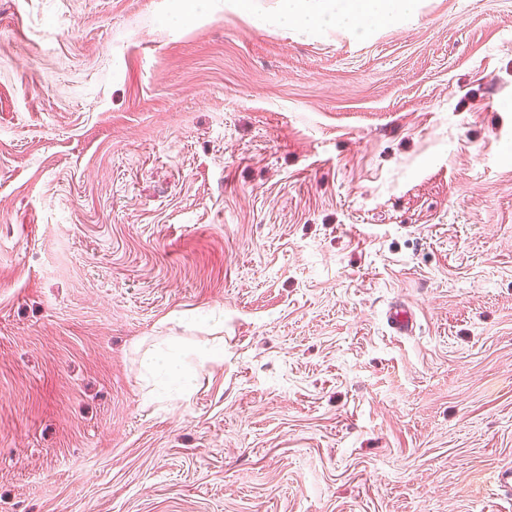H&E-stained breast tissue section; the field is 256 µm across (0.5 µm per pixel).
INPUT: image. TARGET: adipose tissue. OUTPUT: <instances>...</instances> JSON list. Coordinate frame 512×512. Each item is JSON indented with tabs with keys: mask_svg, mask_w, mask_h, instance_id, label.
I'll use <instances>...</instances> for the list:
<instances>
[{
	"mask_svg": "<svg viewBox=\"0 0 512 512\" xmlns=\"http://www.w3.org/2000/svg\"><path fill=\"white\" fill-rule=\"evenodd\" d=\"M283 26L308 28L327 26L354 34H363L375 26H388L416 14L419 0H279ZM223 348L196 345L179 346L176 338H167L143 359L146 371L165 376L189 395L194 378L192 362L201 363L223 357Z\"/></svg>",
	"mask_w": 512,
	"mask_h": 512,
	"instance_id": "ef3b65f1",
	"label": "adipose tissue"
}]
</instances>
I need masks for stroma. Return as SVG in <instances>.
Returning <instances> with one entry per match:
<instances>
[{
    "label": "stroma",
    "mask_w": 512,
    "mask_h": 512,
    "mask_svg": "<svg viewBox=\"0 0 512 512\" xmlns=\"http://www.w3.org/2000/svg\"><path fill=\"white\" fill-rule=\"evenodd\" d=\"M277 9L0 0V512H512V0ZM282 25L327 26L365 34L417 13L419 0H279ZM387 323L399 336H411L415 332V321L412 313L401 306L390 308ZM223 357L224 348L207 344L184 348L179 346L175 337H169L145 355L143 366L152 375L167 377L171 383L179 386L182 396H186L191 392L194 378L190 359L203 364Z\"/></svg>",
    "instance_id": "stroma-1"
}]
</instances>
